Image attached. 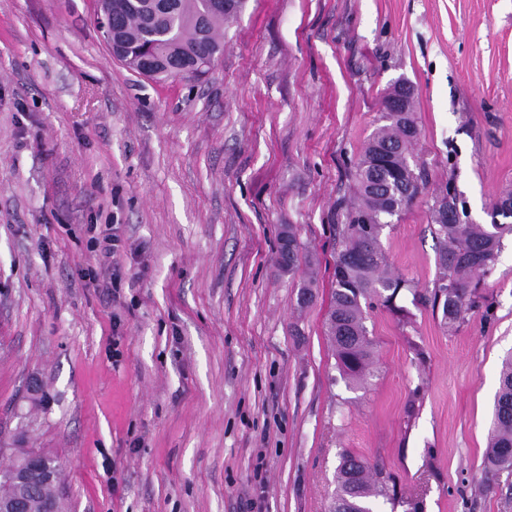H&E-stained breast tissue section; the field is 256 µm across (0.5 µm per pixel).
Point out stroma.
<instances>
[{
    "mask_svg": "<svg viewBox=\"0 0 512 512\" xmlns=\"http://www.w3.org/2000/svg\"><path fill=\"white\" fill-rule=\"evenodd\" d=\"M94 6L0 0V465L57 458L65 512H329L348 451L395 483L376 512H512V475L486 481L512 237L457 328L406 290L402 314L369 308L364 383L325 331L394 81L423 185L381 235L392 271L431 293L445 186L473 224L512 193V0H247L208 76L163 83L112 57ZM112 226L106 228L101 238H95V245H97L105 262L112 264V254L118 242L121 241V229L117 224H110Z\"/></svg>",
    "mask_w": 512,
    "mask_h": 512,
    "instance_id": "stroma-1",
    "label": "stroma"
}]
</instances>
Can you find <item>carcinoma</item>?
<instances>
[{
  "label": "carcinoma",
  "instance_id": "1",
  "mask_svg": "<svg viewBox=\"0 0 512 512\" xmlns=\"http://www.w3.org/2000/svg\"><path fill=\"white\" fill-rule=\"evenodd\" d=\"M230 12L210 10L209 0H173L168 11L158 12L151 0H104L112 26L125 38L127 49L119 61L130 71L143 75L153 54L164 58L151 79L199 80L193 66L200 52L212 58L223 54L221 32L242 12L246 0H232ZM379 125L363 147L353 174L355 201L345 214L334 263V288L326 319L341 374L351 380L366 375L374 357V343L365 326L363 304L375 300L400 311L396 299L402 290L417 294L415 286L388 271L381 246L385 226L408 206L419 191L411 181L415 173L413 149L418 127L413 100L408 111L380 113ZM494 215L505 223L464 224L460 220L455 191L447 186L429 208L431 232L438 243L435 289L432 306L442 307L444 325L453 329L464 321L474 304L471 282L494 266L503 239L512 235V194L494 203ZM300 245L293 226H288V260L282 268L293 271ZM491 475L512 470V362H505L499 391L494 401V423L487 452ZM53 478L33 484L25 494L9 470L0 469V501L19 495L26 512H46L51 504L61 512L59 486L63 467L52 470ZM387 495L383 483L370 477L369 466L356 455L344 452L337 467L331 512L373 510V500Z\"/></svg>",
  "mask_w": 512,
  "mask_h": 512
}]
</instances>
